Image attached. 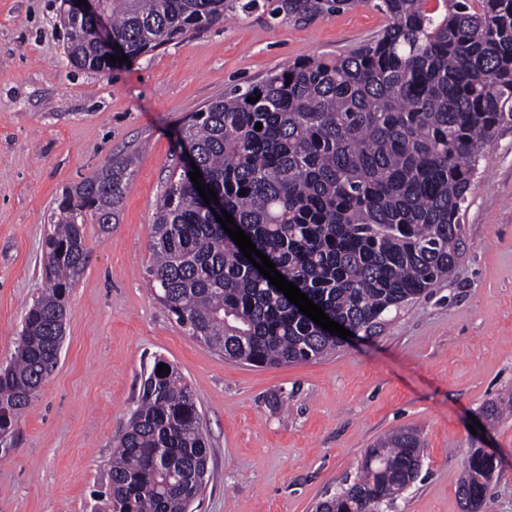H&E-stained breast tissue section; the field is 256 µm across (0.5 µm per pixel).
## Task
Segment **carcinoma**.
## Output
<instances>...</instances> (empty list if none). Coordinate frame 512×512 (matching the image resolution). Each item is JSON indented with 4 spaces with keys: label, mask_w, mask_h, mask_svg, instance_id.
Here are the masks:
<instances>
[{
    "label": "carcinoma",
    "mask_w": 512,
    "mask_h": 512,
    "mask_svg": "<svg viewBox=\"0 0 512 512\" xmlns=\"http://www.w3.org/2000/svg\"><path fill=\"white\" fill-rule=\"evenodd\" d=\"M359 0H103L128 58L224 13L268 8L295 22ZM386 26L334 60H300L236 87L183 126V140L256 249L326 315L367 335L449 279L461 255L460 212L479 162L512 122V0H378ZM66 55L107 71L83 19L65 12ZM259 97L255 103L247 99ZM262 130H255L256 124ZM127 163L65 190L51 215L49 286L28 308L15 355L0 369V410L18 419L58 364L67 298L81 280L87 221L110 231ZM154 299L188 334L258 367L315 360L342 343L270 284L210 221L191 178L168 184L152 224ZM146 373L128 430L112 450L104 512H187L202 494L208 441L195 395L176 370ZM412 430L379 438L357 479L316 512H382L418 479ZM496 465L479 451L458 487L479 512Z\"/></svg>",
    "instance_id": "1"
}]
</instances>
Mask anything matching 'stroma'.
Listing matches in <instances>:
<instances>
[{"label": "stroma", "instance_id": "1", "mask_svg": "<svg viewBox=\"0 0 512 512\" xmlns=\"http://www.w3.org/2000/svg\"><path fill=\"white\" fill-rule=\"evenodd\" d=\"M60 5L0 0V366L47 286L56 198L115 160L128 178L111 232L86 226L58 365L0 443V512H95L157 357L191 385L209 443L194 512H312L398 429L420 435L424 458L390 512H463L458 481L474 448L496 463L481 512H512V417L489 416L512 396V125L480 162L452 278L335 353L253 367L189 336L149 288L151 224L182 171L185 119L295 61L345 54L385 15L369 0L306 22L230 13L103 74L68 62Z\"/></svg>", "mask_w": 512, "mask_h": 512}]
</instances>
